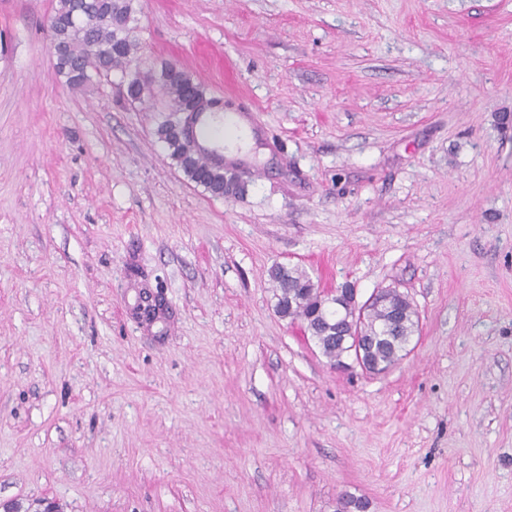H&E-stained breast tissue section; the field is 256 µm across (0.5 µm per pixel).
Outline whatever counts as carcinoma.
Listing matches in <instances>:
<instances>
[{
    "label": "carcinoma",
    "mask_w": 512,
    "mask_h": 512,
    "mask_svg": "<svg viewBox=\"0 0 512 512\" xmlns=\"http://www.w3.org/2000/svg\"><path fill=\"white\" fill-rule=\"evenodd\" d=\"M134 0H57L50 25L51 40L59 47L55 60L57 75L65 85L79 88L94 77L110 78L112 72L127 81L144 63L137 55L138 41L131 26ZM205 96L186 71L168 63L149 77L148 83L127 95L130 103L158 99L166 112L156 134L185 176L214 196L242 194L245 184L224 175V168L204 162L191 142L179 136L183 113L189 109V86ZM270 278L276 284L277 313L290 319L309 322L322 354L334 363L345 356L346 346L336 340L342 332L336 313L319 309V293L314 281L297 267L286 270L273 266ZM361 322L362 331L371 336L370 357L379 371L390 369L404 359L402 339L419 328V315L407 295L388 288L379 296Z\"/></svg>",
    "instance_id": "1"
}]
</instances>
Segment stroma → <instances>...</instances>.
<instances>
[{
    "mask_svg": "<svg viewBox=\"0 0 512 512\" xmlns=\"http://www.w3.org/2000/svg\"><path fill=\"white\" fill-rule=\"evenodd\" d=\"M55 2L0 0V502L512 512V0H136L149 68L264 127L224 197L153 100L61 81ZM277 264L399 286L414 350L334 369ZM191 83L194 84L198 94L205 97L201 85L195 83L186 71L175 64L168 63L161 67L160 72L150 75L148 83L130 92L126 100L130 103H142L145 98H158L161 101L163 110L159 112L168 113H165L164 119L158 124L156 134L158 139L166 145L169 158L191 182L204 187L209 193L218 197L225 194H243L246 190L244 183L225 176L224 167L205 163L191 142L176 132V128L181 125L183 113L189 109Z\"/></svg>",
    "mask_w": 512,
    "mask_h": 512,
    "instance_id": "35a3bbf8",
    "label": "stroma"
}]
</instances>
